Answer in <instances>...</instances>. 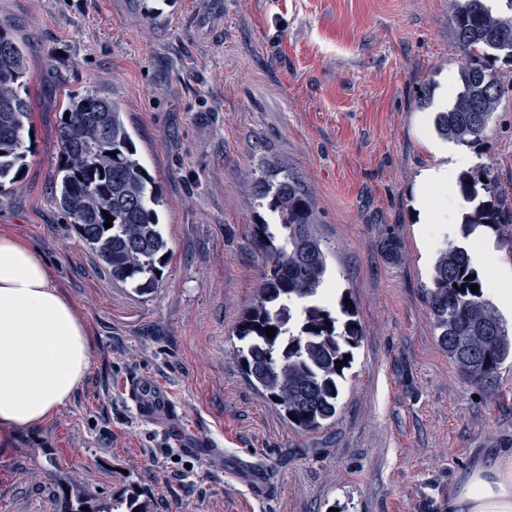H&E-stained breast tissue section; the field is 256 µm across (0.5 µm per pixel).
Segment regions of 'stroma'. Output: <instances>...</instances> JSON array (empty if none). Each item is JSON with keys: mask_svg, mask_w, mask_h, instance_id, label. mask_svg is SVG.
<instances>
[{"mask_svg": "<svg viewBox=\"0 0 512 512\" xmlns=\"http://www.w3.org/2000/svg\"><path fill=\"white\" fill-rule=\"evenodd\" d=\"M451 0H0L28 53L27 167L0 196V228L37 246L85 320L78 390L0 456V512H59L67 492L133 479L150 512H444L472 461L512 449V362L488 385L439 347L424 296L462 241L512 261L499 232L427 224L419 177L436 152L435 102L464 55ZM104 90L163 205L169 262L145 294L114 283L54 203L61 104ZM481 150L512 193V97ZM302 180L329 251L327 284L357 310L331 425L289 427L246 380L235 328L263 258L253 171ZM171 394L185 442L141 423L123 382ZM168 456L165 468L156 457Z\"/></svg>", "mask_w": 512, "mask_h": 512, "instance_id": "35a3bbf8", "label": "stroma"}]
</instances>
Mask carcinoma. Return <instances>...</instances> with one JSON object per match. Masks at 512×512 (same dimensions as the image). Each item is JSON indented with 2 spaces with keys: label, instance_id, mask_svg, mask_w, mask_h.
Wrapping results in <instances>:
<instances>
[{
  "label": "carcinoma",
  "instance_id": "carcinoma-1",
  "mask_svg": "<svg viewBox=\"0 0 512 512\" xmlns=\"http://www.w3.org/2000/svg\"><path fill=\"white\" fill-rule=\"evenodd\" d=\"M450 23L467 60L459 72L454 104L434 119L443 138L476 149L512 83L500 78L495 62L512 63V18L493 15L484 0H452ZM28 59L22 41L0 26V194L19 180L27 165L24 131L30 122ZM58 129L55 203L80 241L112 275V281L141 292L155 288L167 262V241L158 207L161 197L142 163L123 113L97 89L69 94ZM255 198L276 216L279 232L265 220L253 225V244L264 256L257 298L236 329L249 383L292 428L316 431L336 418L341 382L351 361L344 355L361 337L350 303L339 301L338 318L319 302L328 274L329 251L315 232L312 199L299 177L270 160L254 173ZM459 191L466 203L464 235L479 226L496 229L512 222L503 196L482 163L464 172ZM110 221L112 226L104 227ZM478 286L473 292L470 285ZM488 281L468 250L450 245L433 266L425 298L435 336L448 360L469 382L490 381L512 361V329L488 297ZM275 329L273 336L264 329ZM341 368H336V364ZM149 512L130 481L117 496L65 499L61 512Z\"/></svg>",
  "mask_w": 512,
  "mask_h": 512
}]
</instances>
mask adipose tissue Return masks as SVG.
Wrapping results in <instances>:
<instances>
[{"mask_svg": "<svg viewBox=\"0 0 512 512\" xmlns=\"http://www.w3.org/2000/svg\"><path fill=\"white\" fill-rule=\"evenodd\" d=\"M91 362L88 327L53 270L19 235L0 229V454L77 391ZM448 512H512V460L475 463Z\"/></svg>", "mask_w": 512, "mask_h": 512, "instance_id": "ef3b65f1", "label": "adipose tissue"}]
</instances>
